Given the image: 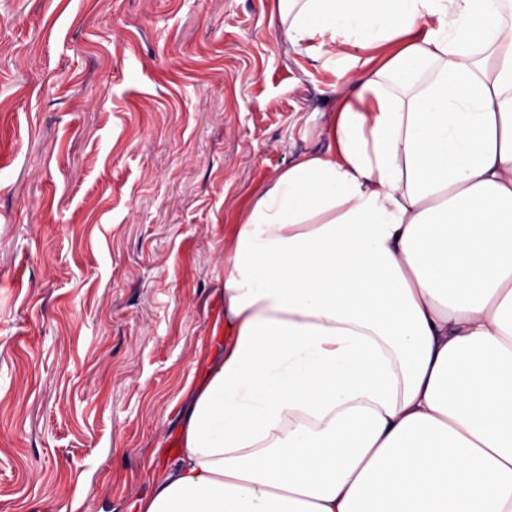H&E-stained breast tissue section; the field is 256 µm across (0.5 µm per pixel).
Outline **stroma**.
I'll return each mask as SVG.
<instances>
[{
	"label": "stroma",
	"mask_w": 512,
	"mask_h": 512,
	"mask_svg": "<svg viewBox=\"0 0 512 512\" xmlns=\"http://www.w3.org/2000/svg\"><path fill=\"white\" fill-rule=\"evenodd\" d=\"M334 81L274 0H0V512H139Z\"/></svg>",
	"instance_id": "obj_1"
}]
</instances>
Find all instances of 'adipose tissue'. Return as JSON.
Instances as JSON below:
<instances>
[{
    "mask_svg": "<svg viewBox=\"0 0 512 512\" xmlns=\"http://www.w3.org/2000/svg\"><path fill=\"white\" fill-rule=\"evenodd\" d=\"M358 75L256 187L140 512H512V0H276Z\"/></svg>",
    "mask_w": 512,
    "mask_h": 512,
    "instance_id": "ef3b65f1",
    "label": "adipose tissue"
}]
</instances>
